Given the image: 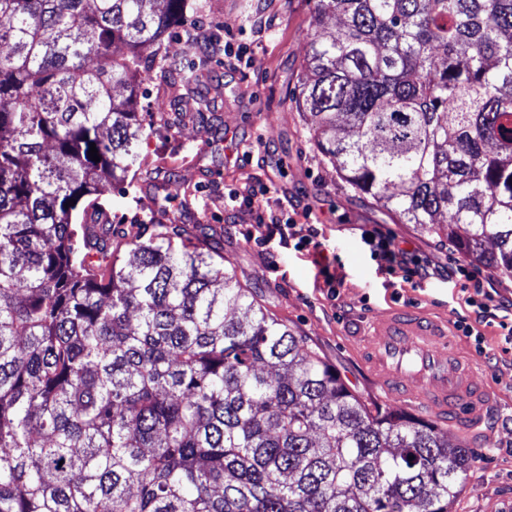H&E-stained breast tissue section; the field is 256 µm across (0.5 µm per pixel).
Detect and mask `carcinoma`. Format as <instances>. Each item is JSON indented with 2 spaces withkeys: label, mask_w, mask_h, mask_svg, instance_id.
<instances>
[{
  "label": "carcinoma",
  "mask_w": 512,
  "mask_h": 512,
  "mask_svg": "<svg viewBox=\"0 0 512 512\" xmlns=\"http://www.w3.org/2000/svg\"><path fill=\"white\" fill-rule=\"evenodd\" d=\"M187 2L0 0V512H449L468 449L369 410L190 226L89 236ZM308 37L321 154L512 274V0H316Z\"/></svg>",
  "instance_id": "cac0c4a2"
}]
</instances>
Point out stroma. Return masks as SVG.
Listing matches in <instances>:
<instances>
[{
    "label": "stroma",
    "instance_id": "35a3bbf8",
    "mask_svg": "<svg viewBox=\"0 0 512 512\" xmlns=\"http://www.w3.org/2000/svg\"><path fill=\"white\" fill-rule=\"evenodd\" d=\"M314 0H192L183 19L154 47L150 77L138 100L143 132L141 168L103 197L114 234L148 240L158 224H197L223 251L222 266L261 297L267 308L303 336L366 403L426 421L434 413L386 393L362 370L358 352L372 320L393 307H414L456 322L471 317L468 294L442 274L419 287L389 275L363 238L381 225L400 246L436 266L467 263L448 239L414 224H399L371 197L355 193L314 146L293 102L305 74ZM231 36L248 44V65L223 56L200 58L187 30ZM175 186L173 200L154 203L144 171ZM257 210L224 221L233 193L262 186ZM289 218L283 235L266 246L250 242L260 216ZM313 245L300 247L308 229ZM337 278L328 287L326 274ZM482 348L456 336L476 379L491 391L485 424L476 431L448 423L450 445L470 448L473 461L452 512H512V350L502 349L497 320L482 323Z\"/></svg>",
    "mask_w": 512,
    "mask_h": 512
}]
</instances>
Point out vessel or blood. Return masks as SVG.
<instances>
[{"instance_id":"1","label":"vessel or blood","mask_w":512,"mask_h":512,"mask_svg":"<svg viewBox=\"0 0 512 512\" xmlns=\"http://www.w3.org/2000/svg\"><path fill=\"white\" fill-rule=\"evenodd\" d=\"M373 329L363 359L370 377L385 391L466 425L483 419L487 389L460 362L447 323L416 310H393L378 316Z\"/></svg>"}]
</instances>
